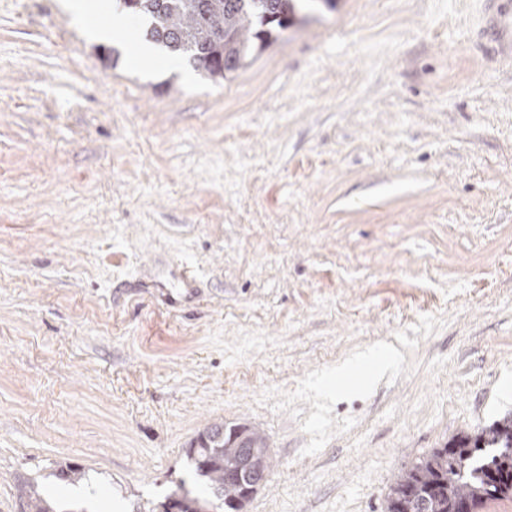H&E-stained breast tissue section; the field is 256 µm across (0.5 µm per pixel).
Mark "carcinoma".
Listing matches in <instances>:
<instances>
[{"instance_id": "carcinoma-1", "label": "carcinoma", "mask_w": 512, "mask_h": 512, "mask_svg": "<svg viewBox=\"0 0 512 512\" xmlns=\"http://www.w3.org/2000/svg\"><path fill=\"white\" fill-rule=\"evenodd\" d=\"M133 14L151 19L149 35L185 58H191L212 81L245 65L288 27L296 0H126ZM249 444L254 467H269L266 437L243 426H214L189 449L191 479L224 499L227 512H241L252 498L251 483L226 479L236 469L241 448ZM512 494V415L476 434H458L397 477L385 512H476L480 506ZM28 512H55L35 485L21 488Z\"/></svg>"}]
</instances>
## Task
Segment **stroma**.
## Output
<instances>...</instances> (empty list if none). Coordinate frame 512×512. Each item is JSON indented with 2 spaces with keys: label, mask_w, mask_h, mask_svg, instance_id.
<instances>
[{
  "label": "stroma",
  "mask_w": 512,
  "mask_h": 512,
  "mask_svg": "<svg viewBox=\"0 0 512 512\" xmlns=\"http://www.w3.org/2000/svg\"><path fill=\"white\" fill-rule=\"evenodd\" d=\"M511 44L490 0H314L187 82L0 0V512H163L218 424L268 440L244 512H384L511 414Z\"/></svg>",
  "instance_id": "35a3bbf8"
}]
</instances>
